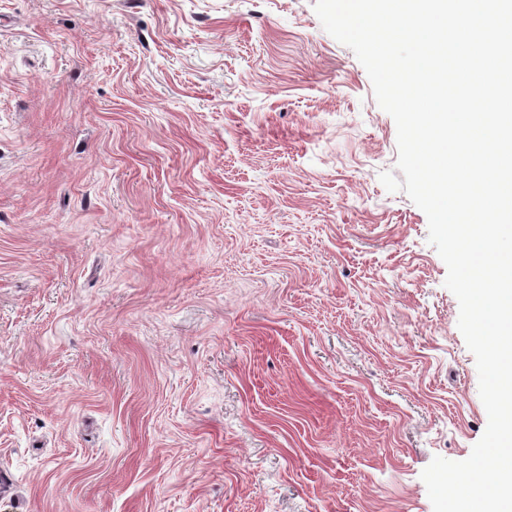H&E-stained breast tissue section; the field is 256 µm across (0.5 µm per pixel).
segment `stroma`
I'll use <instances>...</instances> for the list:
<instances>
[{
  "label": "stroma",
  "mask_w": 512,
  "mask_h": 512,
  "mask_svg": "<svg viewBox=\"0 0 512 512\" xmlns=\"http://www.w3.org/2000/svg\"><path fill=\"white\" fill-rule=\"evenodd\" d=\"M315 2L0 0V512H433L481 438Z\"/></svg>",
  "instance_id": "obj_1"
}]
</instances>
